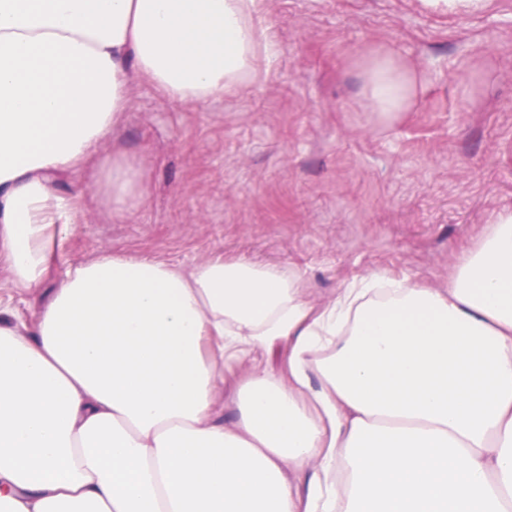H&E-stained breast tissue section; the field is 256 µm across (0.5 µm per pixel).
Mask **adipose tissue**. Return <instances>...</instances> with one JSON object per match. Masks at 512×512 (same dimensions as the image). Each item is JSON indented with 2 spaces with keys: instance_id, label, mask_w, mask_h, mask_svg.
Masks as SVG:
<instances>
[{
  "instance_id": "adipose-tissue-1",
  "label": "adipose tissue",
  "mask_w": 512,
  "mask_h": 512,
  "mask_svg": "<svg viewBox=\"0 0 512 512\" xmlns=\"http://www.w3.org/2000/svg\"><path fill=\"white\" fill-rule=\"evenodd\" d=\"M257 0H0V268L47 280L87 175L120 216L143 169L112 149L134 81L205 104L275 49ZM356 69L391 121L423 78ZM281 342L283 371L231 361ZM237 410L224 421V393ZM0 512H512V209L440 288L371 273L326 302L298 273L190 271L104 250L34 322L0 303Z\"/></svg>"
}]
</instances>
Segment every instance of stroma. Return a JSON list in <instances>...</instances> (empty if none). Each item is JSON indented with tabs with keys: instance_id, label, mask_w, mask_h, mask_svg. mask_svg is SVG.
I'll list each match as a JSON object with an SVG mask.
<instances>
[{
	"instance_id": "35a3bbf8",
	"label": "stroma",
	"mask_w": 512,
	"mask_h": 512,
	"mask_svg": "<svg viewBox=\"0 0 512 512\" xmlns=\"http://www.w3.org/2000/svg\"><path fill=\"white\" fill-rule=\"evenodd\" d=\"M276 48L243 89L204 105L137 82L120 146L142 203L87 205L53 274L14 296L35 318L66 270L105 249L182 269L218 257L302 274L312 301L372 272L447 286L463 249L512 209V0L436 13L420 0H258ZM383 44L424 85L379 123L350 63Z\"/></svg>"
}]
</instances>
